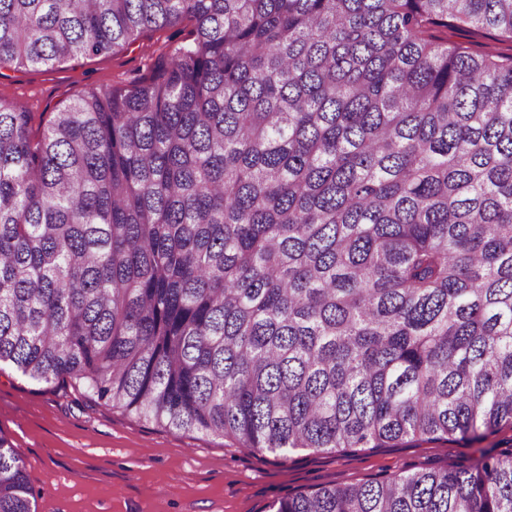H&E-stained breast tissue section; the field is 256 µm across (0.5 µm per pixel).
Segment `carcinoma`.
<instances>
[{
  "label": "carcinoma",
  "mask_w": 512,
  "mask_h": 512,
  "mask_svg": "<svg viewBox=\"0 0 512 512\" xmlns=\"http://www.w3.org/2000/svg\"><path fill=\"white\" fill-rule=\"evenodd\" d=\"M185 19L38 135L0 101V366L281 460L512 426V57L438 36L512 0H0V66ZM273 509L512 512V451Z\"/></svg>",
  "instance_id": "1"
}]
</instances>
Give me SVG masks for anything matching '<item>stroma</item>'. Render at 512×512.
Wrapping results in <instances>:
<instances>
[{
    "mask_svg": "<svg viewBox=\"0 0 512 512\" xmlns=\"http://www.w3.org/2000/svg\"><path fill=\"white\" fill-rule=\"evenodd\" d=\"M193 38L185 21L52 68L4 67L0 100L46 118L86 91L134 88ZM448 39L476 54L512 55V41L492 30L452 28ZM0 433L25 462L36 512H270L274 501L320 487L467 463L482 447L512 448L506 427L478 444L413 439L396 448L297 450L282 462L227 439L157 427L72 385L45 387L9 367L0 369Z\"/></svg>",
    "mask_w": 512,
    "mask_h": 512,
    "instance_id": "stroma-1",
    "label": "stroma"
}]
</instances>
